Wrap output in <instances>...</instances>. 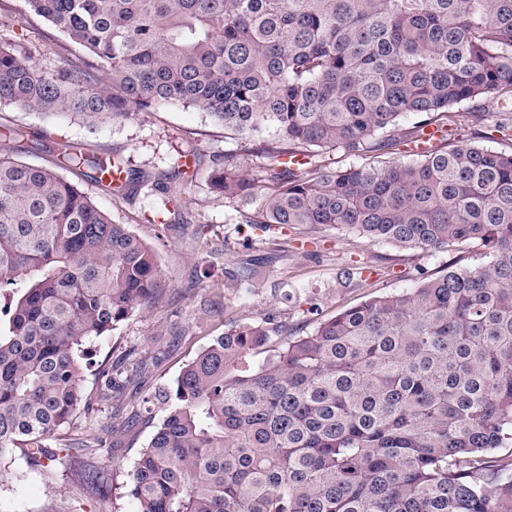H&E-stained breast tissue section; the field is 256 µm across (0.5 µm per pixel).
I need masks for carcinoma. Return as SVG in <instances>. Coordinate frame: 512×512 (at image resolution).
<instances>
[{
  "instance_id": "cac0c4a2",
  "label": "carcinoma",
  "mask_w": 512,
  "mask_h": 512,
  "mask_svg": "<svg viewBox=\"0 0 512 512\" xmlns=\"http://www.w3.org/2000/svg\"><path fill=\"white\" fill-rule=\"evenodd\" d=\"M84 51L56 72L0 36V107L88 126L197 107L254 165L192 152L157 172L114 152L54 167L0 154V464L28 463L85 495L105 483L107 420L48 441L88 408L86 344L161 298L153 248L57 172L152 197L149 223H193L174 195L259 198L239 223L352 229L426 252L477 241L481 260L372 297L302 336L233 321L170 387L125 483L138 512H512V151L454 138L457 108L495 92L512 111V0H24ZM437 118L453 145L412 161L331 169L316 158L406 146ZM254 267L225 272L251 287ZM265 349L257 362L252 354ZM119 369L98 372L102 396Z\"/></svg>"
}]
</instances>
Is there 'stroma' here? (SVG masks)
<instances>
[{
	"instance_id": "stroma-1",
	"label": "stroma",
	"mask_w": 512,
	"mask_h": 512,
	"mask_svg": "<svg viewBox=\"0 0 512 512\" xmlns=\"http://www.w3.org/2000/svg\"><path fill=\"white\" fill-rule=\"evenodd\" d=\"M0 8L11 11L13 37L32 48L43 71L54 72L82 57L83 51L76 45L63 51L46 45L45 25L26 19L23 0H0ZM501 109L496 95L484 96L461 121L462 134L484 147L512 148V127L496 126ZM9 127L22 128L24 140L5 141ZM78 144L92 146L105 156L120 151L136 169L165 168L182 152L197 151L220 159L225 152L242 147L239 139L225 136L206 112L180 105L139 112L127 120L94 128L15 107L0 109V152L10 151L22 162L47 166L53 154ZM77 183L114 221L129 225L156 250L165 288L162 300L135 313L88 348L92 365L84 373V389L93 406L76 412L69 433L75 436L97 430L112 414L121 418L138 415L131 431L111 435L112 453L102 460L117 482L126 480L154 431L142 415V395L173 384L184 365L223 333L227 320L267 319L302 335L312 331L320 318L377 295L415 287L422 274L451 263L460 267L473 264L482 251L476 242L457 251L437 253L386 243L361 244L354 232L340 226L306 224L271 234L237 223V204L215 199L202 177L177 189L181 201L193 211L196 224L164 233L158 226L142 222L147 205L142 196L107 193L83 176ZM245 259L255 262V285L228 295L224 271ZM352 264L364 266L366 287L339 280L340 268ZM128 356L144 361L146 371L131 377L116 398L98 400V365ZM78 498L75 486L50 483L29 466L22 451H15L11 461L0 467V512H71Z\"/></svg>"
}]
</instances>
